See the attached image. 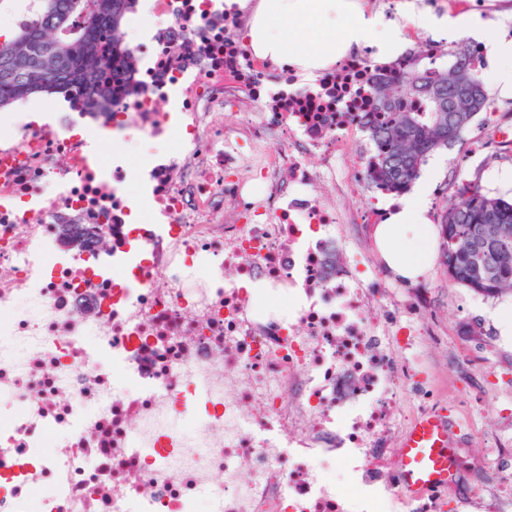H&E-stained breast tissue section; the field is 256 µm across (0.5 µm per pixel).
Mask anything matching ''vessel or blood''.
<instances>
[{
  "mask_svg": "<svg viewBox=\"0 0 512 512\" xmlns=\"http://www.w3.org/2000/svg\"><path fill=\"white\" fill-rule=\"evenodd\" d=\"M398 457L408 494L447 485L453 475V450L446 418L438 413L422 416L406 435Z\"/></svg>",
  "mask_w": 512,
  "mask_h": 512,
  "instance_id": "vessel-or-blood-1",
  "label": "vessel or blood"
}]
</instances>
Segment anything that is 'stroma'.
I'll return each mask as SVG.
<instances>
[{"mask_svg":"<svg viewBox=\"0 0 512 512\" xmlns=\"http://www.w3.org/2000/svg\"><path fill=\"white\" fill-rule=\"evenodd\" d=\"M408 1L428 13L479 20L493 34L512 40V0H498L497 7L486 13L476 9L475 0H389L392 16L414 53H423L433 39L402 17V6ZM489 92L496 107L493 124L473 123L464 144L437 151L427 160L428 165L439 170L430 197L433 216H440L453 183L463 175L480 178L490 189L512 192V151L493 147L478 156L471 153L474 145L491 139L494 124L512 127V93L495 86ZM339 235L349 249L365 253L378 269L380 280L398 299L425 296L427 303L418 317L443 340L439 346L422 344L414 353L432 375L431 403L438 411L461 405L476 420L487 421L488 429L469 444L472 454L483 455L492 446L496 432H512V387L506 385L507 380H512V346L500 344L494 326L498 309L512 304V296L484 297L453 284L439 262L417 283L398 282L382 268L371 225L343 224Z\"/></svg>","mask_w":512,"mask_h":512,"instance_id":"35a3bbf8","label":"stroma"}]
</instances>
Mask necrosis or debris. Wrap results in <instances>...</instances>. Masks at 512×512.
<instances>
[{
    "label": "necrosis or debris",
    "instance_id": "necrosis-or-debris-1",
    "mask_svg": "<svg viewBox=\"0 0 512 512\" xmlns=\"http://www.w3.org/2000/svg\"><path fill=\"white\" fill-rule=\"evenodd\" d=\"M147 2L112 111L0 122V512H445L452 487L408 494L394 465L430 402L397 359L418 304L338 255L381 211L313 192L408 57L306 81L239 6ZM247 98L261 121L225 124ZM494 453L472 512H512V438Z\"/></svg>",
    "mask_w": 512,
    "mask_h": 512
}]
</instances>
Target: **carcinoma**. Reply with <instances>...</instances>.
I'll return each instance as SVG.
<instances>
[{"label": "carcinoma", "mask_w": 512, "mask_h": 512, "mask_svg": "<svg viewBox=\"0 0 512 512\" xmlns=\"http://www.w3.org/2000/svg\"><path fill=\"white\" fill-rule=\"evenodd\" d=\"M136 0H31L27 17L18 21L17 38L0 48V108L38 93L82 98L92 112H110L133 78L131 49L123 26ZM66 12L73 32L65 49L54 42L52 8ZM115 15V26L98 30L89 24L93 9ZM445 66L429 49L413 57L411 69L392 82L370 88L374 113L363 123L373 144L364 173L377 189L402 194L418 179L435 151L464 143L475 119L492 112L480 70L460 44ZM439 91L446 108L433 109L429 93ZM417 101L418 106L411 105ZM441 263L448 280L485 297L512 294V198L486 190L479 180H463L439 218Z\"/></svg>", "instance_id": "obj_1"}]
</instances>
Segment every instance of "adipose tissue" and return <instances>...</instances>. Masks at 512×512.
Masks as SVG:
<instances>
[{
  "label": "adipose tissue",
  "mask_w": 512,
  "mask_h": 512,
  "mask_svg": "<svg viewBox=\"0 0 512 512\" xmlns=\"http://www.w3.org/2000/svg\"><path fill=\"white\" fill-rule=\"evenodd\" d=\"M413 26L438 40L462 34L485 40L495 62L494 82L512 86V40L488 35L476 20L461 22L429 13L411 12ZM246 41L261 58L285 61L305 77L336 64L349 51L372 47L377 59L395 57L403 49L393 19L363 11L359 0H258ZM433 177L384 208L373 238L385 267L399 281H417L433 267L440 229L431 220Z\"/></svg>",
  "instance_id": "1"
}]
</instances>
